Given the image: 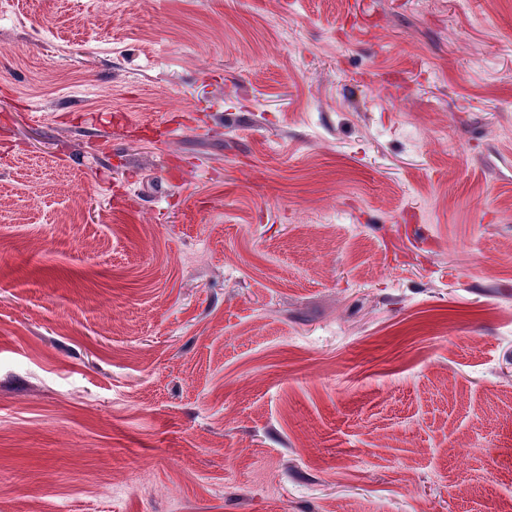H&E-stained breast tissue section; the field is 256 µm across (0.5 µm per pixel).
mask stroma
I'll use <instances>...</instances> for the list:
<instances>
[{
  "instance_id": "1",
  "label": "stroma",
  "mask_w": 512,
  "mask_h": 512,
  "mask_svg": "<svg viewBox=\"0 0 512 512\" xmlns=\"http://www.w3.org/2000/svg\"><path fill=\"white\" fill-rule=\"evenodd\" d=\"M0 512H512V0H0Z\"/></svg>"
}]
</instances>
